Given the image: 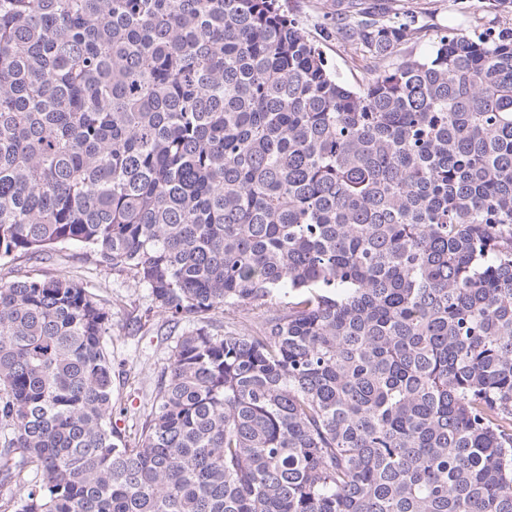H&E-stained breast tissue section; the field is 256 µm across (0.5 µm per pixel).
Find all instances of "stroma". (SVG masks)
<instances>
[{
	"label": "stroma",
	"mask_w": 512,
	"mask_h": 512,
	"mask_svg": "<svg viewBox=\"0 0 512 512\" xmlns=\"http://www.w3.org/2000/svg\"><path fill=\"white\" fill-rule=\"evenodd\" d=\"M334 0H282L289 18L298 22L321 49L329 66L352 88L364 86L371 78L370 64L358 60L350 43L328 32L326 17ZM427 31L417 43L397 48L389 66L408 58L427 55L438 36L457 27L469 34L512 27V14H498L487 0H428ZM67 276L87 284L112 314V387L121 413L119 427L140 428L149 415L155 390L168 362L173 338L165 315L153 308L148 291L129 273L102 268L92 263L80 247L71 246L47 260H20L0 267L8 280L29 275Z\"/></svg>",
	"instance_id": "stroma-1"
}]
</instances>
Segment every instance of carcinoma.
Returning <instances> with one entry per match:
<instances>
[{"mask_svg": "<svg viewBox=\"0 0 512 512\" xmlns=\"http://www.w3.org/2000/svg\"><path fill=\"white\" fill-rule=\"evenodd\" d=\"M357 6L361 90L279 0H0V266L186 326L130 434L98 295L0 279L3 512H512V27ZM429 8L424 21L427 25L426 36L415 44L397 48L389 58V67H395L408 58L427 55L438 36L448 33V28H462L468 34L512 27V14H498L487 8L486 0H417ZM276 309H278V305L267 304L261 308L245 311L242 314H225L223 317H218V319L221 321V323L218 324H223L224 329H227L228 327L233 328L235 326L241 327L242 325L255 327L256 325L262 323L267 317L273 315L276 312Z\"/></svg>", "mask_w": 512, "mask_h": 512, "instance_id": "cac0c4a2", "label": "carcinoma"}]
</instances>
